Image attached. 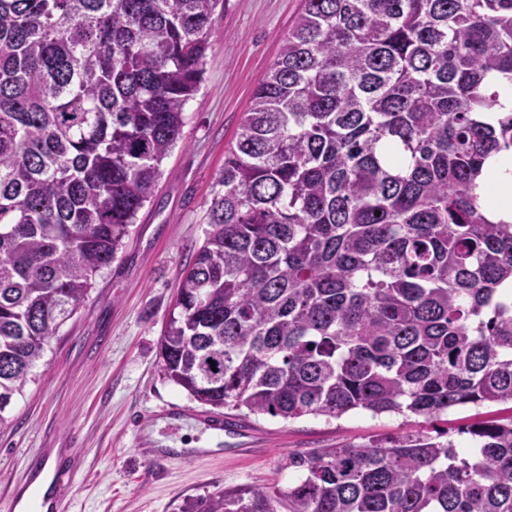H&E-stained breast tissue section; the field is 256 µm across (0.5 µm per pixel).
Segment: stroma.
<instances>
[{
	"label": "stroma",
	"mask_w": 512,
	"mask_h": 512,
	"mask_svg": "<svg viewBox=\"0 0 512 512\" xmlns=\"http://www.w3.org/2000/svg\"><path fill=\"white\" fill-rule=\"evenodd\" d=\"M302 10V0H224L200 90L188 101L180 139L163 176L130 225L124 246L103 270L80 313L53 339L22 392L0 416V512L10 492L48 449L76 453L82 467L63 489L69 512H174L182 497L237 485L277 492V512L301 469L294 453L359 445L406 430L435 432L473 422V408L447 418L354 411L338 419L250 417L261 452L238 457L192 420L202 406L169 382L158 340L180 275L202 245L207 210L253 92ZM170 447L144 454L141 435Z\"/></svg>",
	"instance_id": "obj_1"
}]
</instances>
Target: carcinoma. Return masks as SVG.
<instances>
[{"mask_svg": "<svg viewBox=\"0 0 512 512\" xmlns=\"http://www.w3.org/2000/svg\"><path fill=\"white\" fill-rule=\"evenodd\" d=\"M223 0H0V420L123 247ZM512 0H303L224 154L159 338L216 413L427 421L512 404ZM288 456L289 512H512V418ZM250 485L178 512H275ZM491 165L497 170L498 177L491 187L483 183L480 193L487 200L492 219L512 221V175L507 173L508 168L512 170V159L510 164L504 158L495 159Z\"/></svg>", "mask_w": 512, "mask_h": 512, "instance_id": "carcinoma-1", "label": "carcinoma"}]
</instances>
